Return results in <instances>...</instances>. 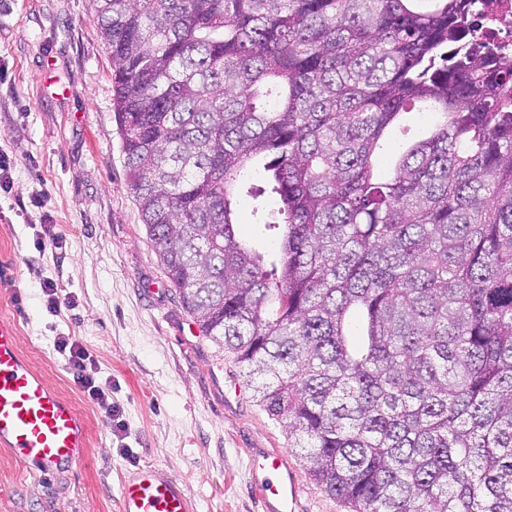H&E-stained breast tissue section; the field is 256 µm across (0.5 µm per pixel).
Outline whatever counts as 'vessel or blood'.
Returning a JSON list of instances; mask_svg holds the SVG:
<instances>
[{"instance_id": "b4317fda", "label": "vessel or blood", "mask_w": 512, "mask_h": 512, "mask_svg": "<svg viewBox=\"0 0 512 512\" xmlns=\"http://www.w3.org/2000/svg\"><path fill=\"white\" fill-rule=\"evenodd\" d=\"M87 446L84 422L72 404L51 391L18 345L13 323L0 321V448L49 473L81 459ZM252 466L265 512H291L300 485L282 458L259 454ZM122 512H193L184 490L152 466L124 480Z\"/></svg>"}]
</instances>
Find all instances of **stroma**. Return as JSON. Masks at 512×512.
Returning a JSON list of instances; mask_svg holds the SVG:
<instances>
[{"instance_id": "35a3bbf8", "label": "stroma", "mask_w": 512, "mask_h": 512, "mask_svg": "<svg viewBox=\"0 0 512 512\" xmlns=\"http://www.w3.org/2000/svg\"><path fill=\"white\" fill-rule=\"evenodd\" d=\"M92 0H0V319L88 430L84 460L43 474L0 450V512H120V483L152 465L195 512H264L252 453L283 455L295 512H352L327 495L234 355L203 336L158 261L129 186L112 63ZM56 239L37 250L45 233ZM54 283L59 312L42 287ZM86 345L112 404L74 384L58 337Z\"/></svg>"}]
</instances>
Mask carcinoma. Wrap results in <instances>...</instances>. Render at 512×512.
<instances>
[{
	"instance_id": "cac0c4a2",
	"label": "carcinoma",
	"mask_w": 512,
	"mask_h": 512,
	"mask_svg": "<svg viewBox=\"0 0 512 512\" xmlns=\"http://www.w3.org/2000/svg\"><path fill=\"white\" fill-rule=\"evenodd\" d=\"M93 5L153 251L316 483L512 512V66L458 0ZM239 222L236 225L237 237L246 242H253L260 248L263 242L257 224H252V217L247 204H244L241 208Z\"/></svg>"
}]
</instances>
